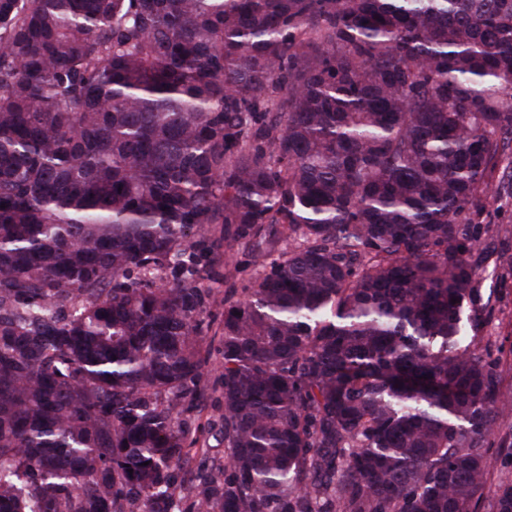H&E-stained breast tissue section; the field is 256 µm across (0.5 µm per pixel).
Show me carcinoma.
I'll list each match as a JSON object with an SVG mask.
<instances>
[{
	"label": "carcinoma",
	"instance_id": "obj_1",
	"mask_svg": "<svg viewBox=\"0 0 512 512\" xmlns=\"http://www.w3.org/2000/svg\"><path fill=\"white\" fill-rule=\"evenodd\" d=\"M503 198L512 0H0V512H176L236 246L195 512H512ZM498 207V209H497ZM481 220L484 224H490V232L488 242L494 240L498 248L503 243L506 245L510 252H512V238L504 239V234H498L500 228H511L512 229V200L503 199L498 202L494 207L489 208L483 215ZM205 283L210 288L206 312V321L210 322V328L201 336V356L205 364L200 377L189 383L190 389L202 397L193 405L186 403L184 411L174 419L176 429H181L184 422H187L193 432L186 444V448L190 450L185 469L190 472H196L199 466L211 465L213 461L224 463V444L216 441L224 412L220 395L219 365V323L224 311V289L227 288L224 284V255L221 261L212 266L210 277ZM192 439H196V442L189 445ZM203 451L207 454H203ZM503 274V277H500ZM482 288L486 295L492 289L494 319L483 332L502 347L501 377L504 390L512 389V276L498 267L495 276L484 275Z\"/></svg>",
	"mask_w": 512,
	"mask_h": 512
}]
</instances>
